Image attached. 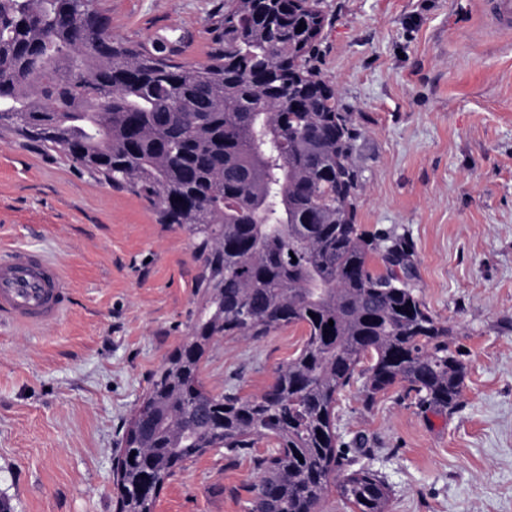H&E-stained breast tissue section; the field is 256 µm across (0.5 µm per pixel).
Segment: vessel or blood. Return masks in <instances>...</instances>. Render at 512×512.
<instances>
[{
	"label": "vessel or blood",
	"mask_w": 512,
	"mask_h": 512,
	"mask_svg": "<svg viewBox=\"0 0 512 512\" xmlns=\"http://www.w3.org/2000/svg\"><path fill=\"white\" fill-rule=\"evenodd\" d=\"M499 32L512 31V0H482ZM70 304L63 268L42 253L14 249L0 256V316L30 326L58 321Z\"/></svg>",
	"instance_id": "b4317fda"
}]
</instances>
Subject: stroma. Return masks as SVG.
<instances>
[{
	"label": "stroma",
	"instance_id": "35a3bbf8",
	"mask_svg": "<svg viewBox=\"0 0 512 512\" xmlns=\"http://www.w3.org/2000/svg\"><path fill=\"white\" fill-rule=\"evenodd\" d=\"M224 0H103L121 41L179 37L206 62ZM314 65L352 112L363 228L406 237L412 285L453 330L467 367L453 412L395 387L336 407L349 454L391 490V512H512V33L481 0H320ZM45 252L70 306L38 328L0 323V502L10 512H115L114 449L198 306L188 234L136 194L98 182L62 151L0 131V250ZM302 331L227 336L206 389L262 393ZM213 450L162 490L155 512H248L256 457Z\"/></svg>",
	"mask_w": 512,
	"mask_h": 512
}]
</instances>
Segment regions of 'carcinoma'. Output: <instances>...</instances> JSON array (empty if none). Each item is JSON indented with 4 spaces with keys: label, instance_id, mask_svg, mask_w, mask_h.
<instances>
[{
    "label": "carcinoma",
    "instance_id": "cac0c4a2",
    "mask_svg": "<svg viewBox=\"0 0 512 512\" xmlns=\"http://www.w3.org/2000/svg\"><path fill=\"white\" fill-rule=\"evenodd\" d=\"M319 4L225 0L215 48L193 65L165 38L114 39L101 0H0V128L143 198L188 232L201 265L191 334L152 375L116 449L117 512H154L189 462L264 438L276 447L250 512H320L333 486L351 512H390L385 481L336 433L357 367L368 361L367 402L401 384L426 410L460 403L465 365L411 286L407 242L357 223L359 132L312 64ZM287 326L304 329L302 346L262 394L205 389L218 338Z\"/></svg>",
    "mask_w": 512,
    "mask_h": 512
}]
</instances>
